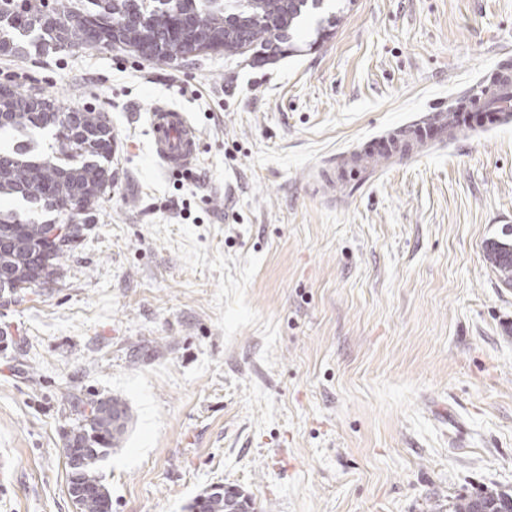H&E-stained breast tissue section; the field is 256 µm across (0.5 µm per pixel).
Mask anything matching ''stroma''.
<instances>
[{
    "instance_id": "1",
    "label": "stroma",
    "mask_w": 512,
    "mask_h": 512,
    "mask_svg": "<svg viewBox=\"0 0 512 512\" xmlns=\"http://www.w3.org/2000/svg\"><path fill=\"white\" fill-rule=\"evenodd\" d=\"M297 52L191 64L117 49L0 56V81L104 112L121 147L47 288L0 299V512H77L72 395L133 415L100 473L112 512H448L512 494V125L323 193L315 171L424 116L512 53V0H327ZM189 113L191 174L148 114ZM148 124L152 151L162 167L179 173L197 163L200 133L186 112L158 104L149 112ZM512 236V229L509 232H503L504 241H491L489 244V252L495 270L499 274L501 282L512 286V244L508 242V238ZM233 493L229 492L228 489L214 490L213 492H206L201 495V499L196 502V505L192 506L197 508L198 512H227L224 508V501L229 502V496ZM478 502L483 503L490 512H512V495L493 489H483L469 495H458L448 504V511L475 512ZM476 509L477 512L488 511L482 504L478 505Z\"/></svg>"
}]
</instances>
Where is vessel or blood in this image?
<instances>
[{
  "instance_id": "1",
  "label": "vessel or blood",
  "mask_w": 512,
  "mask_h": 512,
  "mask_svg": "<svg viewBox=\"0 0 512 512\" xmlns=\"http://www.w3.org/2000/svg\"><path fill=\"white\" fill-rule=\"evenodd\" d=\"M479 114L490 127L512 122V60H500L491 77L478 80L450 104L436 107L427 120L410 121L372 135L343 161L342 171L348 174L369 168L378 158L427 153L471 131ZM148 124L152 151L162 167L179 173L197 163L200 133L187 113L159 104L149 113Z\"/></svg>"
}]
</instances>
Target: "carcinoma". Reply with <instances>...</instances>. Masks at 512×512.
Wrapping results in <instances>:
<instances>
[{
    "label": "carcinoma",
    "mask_w": 512,
    "mask_h": 512,
    "mask_svg": "<svg viewBox=\"0 0 512 512\" xmlns=\"http://www.w3.org/2000/svg\"><path fill=\"white\" fill-rule=\"evenodd\" d=\"M321 0H0V55L20 54L24 45L16 35L37 33L46 51L80 48L91 53L109 50L112 38L135 52L153 42L155 60L169 63L191 60L190 46L201 45L229 56L242 49H276L290 44L307 5ZM189 23L176 27L177 15ZM0 132L28 126L54 131L57 161L26 157L18 148L0 152V195L18 196L51 211L49 204L75 200L74 214L82 223L72 225L73 239L48 240L49 223L21 220L0 213V298L15 299L32 287L46 288L61 277V260L76 247L85 225L112 190V144L115 135L105 115L90 107L63 111L52 96L23 94L12 84H0ZM489 244L501 282L512 286V244ZM78 423L67 445L76 447L69 465V489L85 490L75 506L78 512H112V497L99 474L100 463L122 445L131 422L125 402L117 398L73 397ZM231 492H206L196 502L198 512H225ZM490 512H512V495L493 489L459 495L449 512H475L478 503Z\"/></svg>",
    "instance_id": "obj_1"
}]
</instances>
